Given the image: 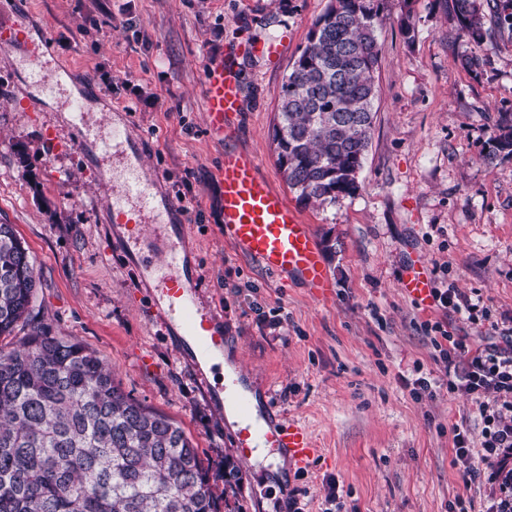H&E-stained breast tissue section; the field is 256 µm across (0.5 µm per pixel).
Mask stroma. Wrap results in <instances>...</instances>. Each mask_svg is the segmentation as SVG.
I'll list each match as a JSON object with an SVG mask.
<instances>
[{"mask_svg":"<svg viewBox=\"0 0 512 512\" xmlns=\"http://www.w3.org/2000/svg\"><path fill=\"white\" fill-rule=\"evenodd\" d=\"M329 0H0V14L46 38L44 50L86 105L119 115L134 157L157 175L161 202L188 209L189 279L224 320V350L261 414L305 425L320 455L288 464L284 481L243 464L240 512H487L502 495L495 466L464 481L457 430L480 447L474 396L448 387L433 338L472 350L512 336V155L491 139L512 118V27L480 45L462 37L446 0H385L377 29V98L354 196L301 204L271 148L281 87ZM287 34L275 63L241 64L244 107L232 134L207 131L205 64L238 43ZM0 42V224L35 262L34 315L52 335L94 351L125 393L177 421L216 483L231 433L220 369L205 373L144 268L153 239L128 249L115 198L91 147L74 149L59 100L32 94L28 69ZM476 53L478 70L461 58ZM255 152L262 171L308 224L334 284L325 299L279 281L224 239L213 170L223 152ZM27 164H19L18 154ZM421 263L433 288L456 289L474 316L407 296ZM432 374V394L412 392ZM336 498H329V491Z\"/></svg>","mask_w":512,"mask_h":512,"instance_id":"obj_1","label":"stroma"}]
</instances>
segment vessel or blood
I'll return each mask as SVG.
<instances>
[{"label": "vessel or blood", "mask_w": 512, "mask_h": 512, "mask_svg": "<svg viewBox=\"0 0 512 512\" xmlns=\"http://www.w3.org/2000/svg\"><path fill=\"white\" fill-rule=\"evenodd\" d=\"M284 48L280 38L239 44L220 63L204 67L201 94L213 136L220 138L231 130L243 108L241 58L260 55L274 61L282 56ZM215 177L222 194L220 230L224 237L269 273L284 279L298 277L315 297L328 296L333 284L313 233L284 194L261 173L257 156L249 151L225 152L215 168ZM152 183V177L141 170L128 171L124 176V197L133 207L118 211L113 221L127 227L130 239L148 236L150 230L169 223L168 212L156 203ZM157 244L155 257L168 271L159 283L168 298L163 319L176 323L183 335L190 337L193 351L201 356L223 350L224 333L219 321L202 310L182 284L187 255L181 243L161 238ZM401 288L423 303L432 295L428 278L416 269L402 280ZM232 443L238 457L245 461L252 458L261 444L285 449L303 466L318 453L306 427L281 423L272 415L264 417L262 424L240 427L233 433Z\"/></svg>", "instance_id": "obj_1"}]
</instances>
